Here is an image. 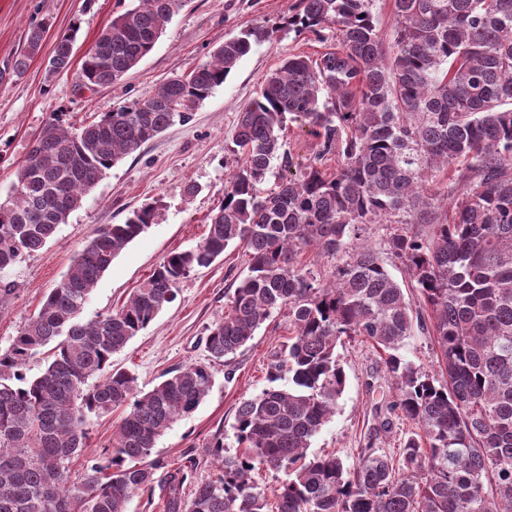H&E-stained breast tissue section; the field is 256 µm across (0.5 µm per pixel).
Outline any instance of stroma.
I'll use <instances>...</instances> for the list:
<instances>
[{"mask_svg":"<svg viewBox=\"0 0 512 512\" xmlns=\"http://www.w3.org/2000/svg\"><path fill=\"white\" fill-rule=\"evenodd\" d=\"M298 3L188 0L152 51L118 84L89 91L80 87V56L112 17L135 7L136 0H0V202L7 199L15 170L26 159L35 135L51 117L74 127L100 119L121 105L149 97L168 78L209 61L224 39L248 26L263 22L276 29L272 41L253 47L188 120L175 121L139 151L119 160L46 247L10 269L19 291L0 310L1 348L60 284L101 225L124 223L144 203L158 199L163 204L157 224L128 244L97 283L82 313L86 320L120 307L170 253L190 249L201 240L205 219L222 201L225 180L236 166L226 145L239 112L289 55H314L336 45L335 36L321 40L289 28L288 18L297 12ZM41 22L49 25L43 48L23 76H14L11 63L24 49L28 29ZM71 31L76 34V61L67 71L48 73L55 37ZM189 184L197 186L195 195L185 194ZM246 272L244 249L236 245L211 265L194 269L180 280L175 299L113 354V367L132 372L139 389L146 391L168 371L207 361V330L223 317L228 289ZM288 336L287 312L276 313L236 353L230 366L214 365L210 394L161 435L154 457L173 466L193 457L198 461L197 478L216 476L219 468L210 443L223 437L225 454L238 453L233 430L236 410L243 400L268 388V367ZM336 353L347 374L346 387L334 416L312 439L311 454H334L350 463L361 449L370 447L398 456L412 427L397 417L390 431L380 428L386 405L395 398V385L380 353L358 339L338 346ZM121 418L116 410L92 422L87 447L71 464L73 473H81L111 447Z\"/></svg>","mask_w":512,"mask_h":512,"instance_id":"obj_1","label":"stroma"}]
</instances>
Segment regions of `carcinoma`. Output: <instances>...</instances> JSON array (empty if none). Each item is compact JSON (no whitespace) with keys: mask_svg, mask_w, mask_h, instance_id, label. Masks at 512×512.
I'll return each mask as SVG.
<instances>
[{"mask_svg":"<svg viewBox=\"0 0 512 512\" xmlns=\"http://www.w3.org/2000/svg\"><path fill=\"white\" fill-rule=\"evenodd\" d=\"M186 2L139 0L114 16L82 57V87L120 81ZM374 2L300 0L289 26L317 37L333 29L336 47L315 60L288 56L239 112L230 146L239 160L194 248L168 255L119 308L85 320L98 281L157 223L159 204L103 225L0 348V512H126L157 488L164 512H512V0H392L389 43ZM47 32L45 23L29 29L15 75ZM272 34L248 27L150 97L78 128L46 122L0 202V309L17 292L8 271L44 248L106 171L189 119ZM75 41L74 32L55 38L49 73L71 67ZM293 121L310 128L317 149L263 194L272 162L290 166ZM370 224L392 225L387 252L367 242ZM233 244L245 247L248 272L209 328V362L139 390L112 355L175 299L181 279ZM309 251L336 262L330 276L304 263ZM390 257L419 288L418 308L391 277ZM282 310L293 331L270 364L273 386L236 411L243 452L226 455L215 438L221 469L205 481L194 458L169 467L152 457L165 430L210 393L211 363H228ZM416 329L435 336L439 378L399 353ZM353 337L384 352L397 389L390 410L414 426L397 466L379 448L351 465L308 454L346 385L336 347ZM37 355L45 368L30 378ZM284 373L288 387L275 386ZM117 408L112 448L71 481L90 421ZM259 468L288 472L273 504Z\"/></svg>","mask_w":512,"mask_h":512,"instance_id":"carcinoma-1","label":"carcinoma"}]
</instances>
